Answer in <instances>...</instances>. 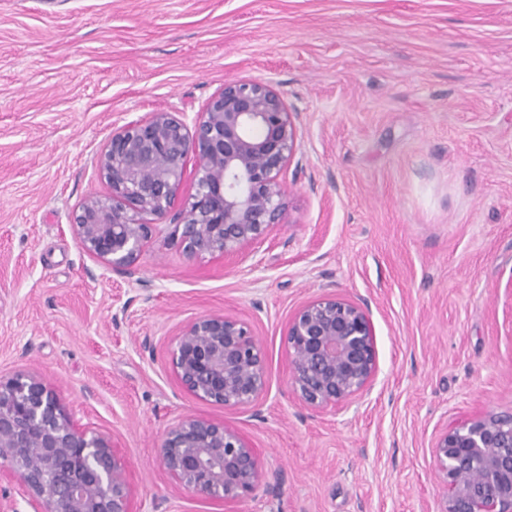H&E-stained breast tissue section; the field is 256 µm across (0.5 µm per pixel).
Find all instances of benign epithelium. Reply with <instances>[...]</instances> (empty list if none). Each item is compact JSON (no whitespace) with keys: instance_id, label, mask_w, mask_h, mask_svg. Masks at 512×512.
Masks as SVG:
<instances>
[{"instance_id":"7a95c632","label":"benign epithelium","mask_w":512,"mask_h":512,"mask_svg":"<svg viewBox=\"0 0 512 512\" xmlns=\"http://www.w3.org/2000/svg\"><path fill=\"white\" fill-rule=\"evenodd\" d=\"M300 150L298 128L271 81L236 80L204 111L159 110L112 131L96 157L104 196L73 213L83 252L103 269L136 273L154 220L190 257L255 256L283 221L280 179ZM194 158V193L182 196ZM287 387L315 415L347 411L378 371L367 307L336 293L300 306L284 331ZM265 354L250 325L226 313L183 323L170 365L194 396L250 410L266 389ZM159 456L177 489L236 503L275 488L257 449L224 422L185 415L160 438ZM445 489L441 512H512V414L488 413L445 426L432 446ZM16 484L32 512H135L128 463L114 438L80 423L40 376L0 379V482Z\"/></svg>"}]
</instances>
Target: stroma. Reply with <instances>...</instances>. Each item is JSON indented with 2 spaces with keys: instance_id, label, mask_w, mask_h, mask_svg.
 I'll list each match as a JSON object with an SVG mask.
<instances>
[{
  "instance_id": "35a3bbf8",
  "label": "stroma",
  "mask_w": 512,
  "mask_h": 512,
  "mask_svg": "<svg viewBox=\"0 0 512 512\" xmlns=\"http://www.w3.org/2000/svg\"><path fill=\"white\" fill-rule=\"evenodd\" d=\"M251 78L301 143L262 264L189 257L162 224L133 277L104 273L70 222L109 191L113 129ZM328 289L367 305L378 373L316 417L286 389L283 332ZM211 312L263 345L251 410L168 364ZM20 372L114 437L137 512H441L438 431L512 414V0H0V377ZM183 415L239 430L279 491L177 490L158 444Z\"/></svg>"
}]
</instances>
